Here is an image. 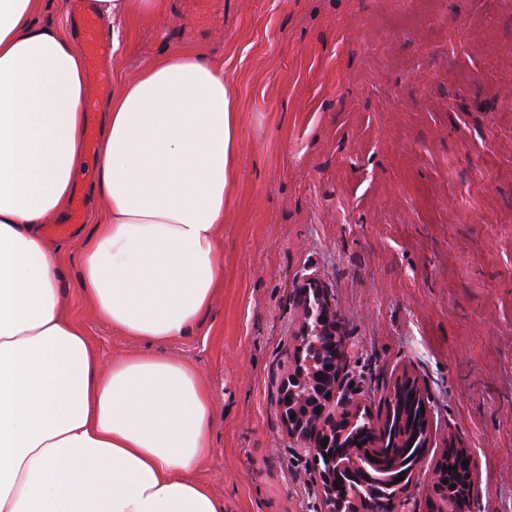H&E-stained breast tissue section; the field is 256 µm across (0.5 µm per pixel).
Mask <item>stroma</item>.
Listing matches in <instances>:
<instances>
[{"instance_id":"stroma-1","label":"stroma","mask_w":512,"mask_h":512,"mask_svg":"<svg viewBox=\"0 0 512 512\" xmlns=\"http://www.w3.org/2000/svg\"><path fill=\"white\" fill-rule=\"evenodd\" d=\"M195 51L224 67L237 112L224 198L221 288L183 336L113 329L78 289L104 198L75 169L82 222L50 240L65 316L102 369L141 353L191 364L217 427L195 477L224 512H318L320 481L289 437L278 386L293 373L305 278L326 288L357 405L424 387L433 429L402 512H427L446 437L478 470L471 512H512V0H162L131 15L86 71L100 133L120 81ZM110 69V81L101 72Z\"/></svg>"}]
</instances>
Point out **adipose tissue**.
<instances>
[{
	"label": "adipose tissue",
	"instance_id": "ef3b65f1",
	"mask_svg": "<svg viewBox=\"0 0 512 512\" xmlns=\"http://www.w3.org/2000/svg\"><path fill=\"white\" fill-rule=\"evenodd\" d=\"M40 2L0 0V512H224L194 477L216 426L198 373L154 355L101 370L61 311L41 226L77 190L86 60ZM236 139L224 69L200 54L109 100L91 188L108 207L78 286L125 335H185L210 306Z\"/></svg>",
	"mask_w": 512,
	"mask_h": 512
}]
</instances>
